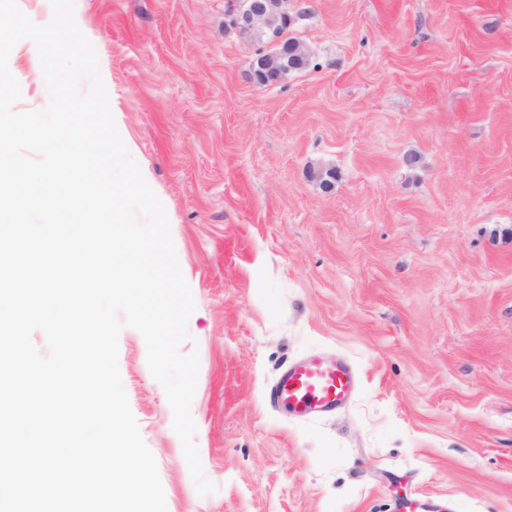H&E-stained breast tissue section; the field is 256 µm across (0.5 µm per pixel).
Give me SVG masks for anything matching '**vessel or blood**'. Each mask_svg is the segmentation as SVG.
<instances>
[{
    "instance_id": "obj_1",
    "label": "vessel or blood",
    "mask_w": 512,
    "mask_h": 512,
    "mask_svg": "<svg viewBox=\"0 0 512 512\" xmlns=\"http://www.w3.org/2000/svg\"><path fill=\"white\" fill-rule=\"evenodd\" d=\"M356 374L347 362L324 355L289 365L271 391V401L295 417L336 413L350 400Z\"/></svg>"
}]
</instances>
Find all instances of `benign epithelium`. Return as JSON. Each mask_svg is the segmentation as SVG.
<instances>
[{
	"instance_id": "benign-epithelium-1",
	"label": "benign epithelium",
	"mask_w": 512,
	"mask_h": 512,
	"mask_svg": "<svg viewBox=\"0 0 512 512\" xmlns=\"http://www.w3.org/2000/svg\"><path fill=\"white\" fill-rule=\"evenodd\" d=\"M295 16L288 8V0H240L235 7L227 13L224 26L232 27L242 35L250 30H259L267 33L271 45H280L279 33L291 27ZM282 56L290 58V66L301 68L311 63L309 51L299 42L292 47H283ZM252 79L259 87H272L277 81L270 79L269 68L263 61L251 65ZM309 178L316 182L320 189L327 192L331 189L333 171L325 167H312L308 170Z\"/></svg>"
}]
</instances>
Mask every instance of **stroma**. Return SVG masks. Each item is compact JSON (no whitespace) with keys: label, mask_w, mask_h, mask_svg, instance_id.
Here are the masks:
<instances>
[{"label":"stroma","mask_w":512,"mask_h":512,"mask_svg":"<svg viewBox=\"0 0 512 512\" xmlns=\"http://www.w3.org/2000/svg\"><path fill=\"white\" fill-rule=\"evenodd\" d=\"M289 6L313 64L260 88L268 45L225 30L226 0H75L196 304L180 350L212 494L119 335L167 512H512V0ZM9 69L16 111L44 109L39 59L19 44ZM318 351L355 367L348 405L274 409Z\"/></svg>","instance_id":"obj_1"}]
</instances>
